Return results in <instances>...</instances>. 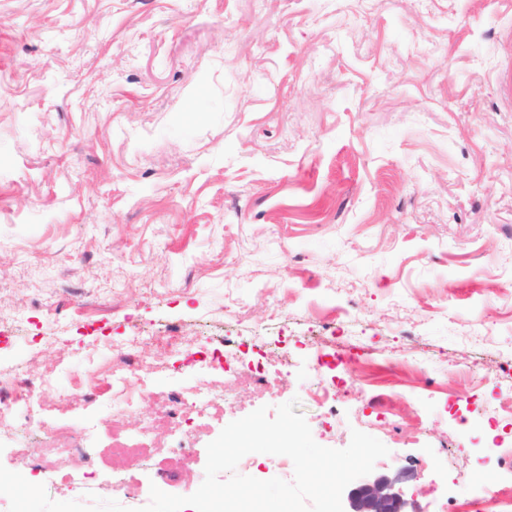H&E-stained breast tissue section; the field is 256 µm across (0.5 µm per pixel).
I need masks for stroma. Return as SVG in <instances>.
<instances>
[{"instance_id": "stroma-1", "label": "stroma", "mask_w": 512, "mask_h": 512, "mask_svg": "<svg viewBox=\"0 0 512 512\" xmlns=\"http://www.w3.org/2000/svg\"><path fill=\"white\" fill-rule=\"evenodd\" d=\"M355 312L351 395L298 337ZM0 379L39 390L69 470L188 496L207 445L297 400L319 445L389 450L418 512H464L512 359V0H0ZM286 358L279 385L182 363L164 337ZM150 396L104 380L132 339ZM417 366H407L410 357ZM224 398L187 456L111 470L112 416ZM94 394L92 408L83 398Z\"/></svg>"}]
</instances>
